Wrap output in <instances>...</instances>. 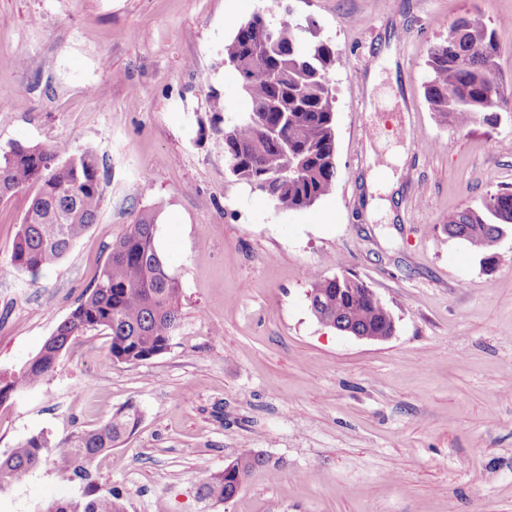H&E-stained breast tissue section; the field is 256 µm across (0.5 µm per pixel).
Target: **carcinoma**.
<instances>
[{
  "label": "carcinoma",
  "instance_id": "1",
  "mask_svg": "<svg viewBox=\"0 0 512 512\" xmlns=\"http://www.w3.org/2000/svg\"><path fill=\"white\" fill-rule=\"evenodd\" d=\"M460 47L444 40L429 55L425 95L432 111L466 127L485 99L500 86L494 72L497 32L477 13L459 17ZM288 20L274 23L261 13L240 24L224 45V62L238 75L251 110L224 124V157L229 172L281 210H301L330 195L336 182V135L330 75L335 52L323 39L302 35ZM277 137L270 138L267 131ZM102 176L91 151L74 154L63 144L15 145L0 154V198L32 188L23 222L12 246L11 263L35 277L61 260L95 223L102 203ZM512 227V191L504 190L448 217L449 236L459 235L485 265ZM343 288L341 296L336 289ZM181 288L158 252L156 216L141 214L113 246L95 284L44 342L38 354L0 384V404L54 371L70 341L87 331L110 339L113 360L136 364L163 354L181 319ZM313 314L322 323L367 333L387 326L384 302L365 295L364 285L310 276ZM137 407L127 404L107 421L79 430L57 444L33 435L0 454V491L44 461L82 485L79 499L59 502L45 512H125L120 492L100 485L95 459L112 450L137 427ZM256 469L274 472L264 454L247 451L206 478L202 498L224 502L236 495Z\"/></svg>",
  "mask_w": 512,
  "mask_h": 512
}]
</instances>
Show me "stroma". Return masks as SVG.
<instances>
[{
  "mask_svg": "<svg viewBox=\"0 0 512 512\" xmlns=\"http://www.w3.org/2000/svg\"><path fill=\"white\" fill-rule=\"evenodd\" d=\"M257 12L335 49L336 186L306 210L277 209L224 158L225 121L251 108L224 45ZM467 12L496 28L512 94V0H0V153L64 141L103 173L96 223L35 279L11 263L30 193L0 200V379L144 211L182 288L165 353L119 363L103 333L75 337L50 377L0 404V453L132 402L137 429L93 463L126 512H512V231L488 266L443 231L512 189V103L461 128L425 97L429 52ZM397 147L394 218L370 220L368 174ZM312 271L372 288L392 337L319 322ZM250 450L278 471H254L231 501L201 499L202 479ZM81 493L46 465L0 492V512Z\"/></svg>",
  "mask_w": 512,
  "mask_h": 512,
  "instance_id": "obj_1",
  "label": "stroma"
}]
</instances>
